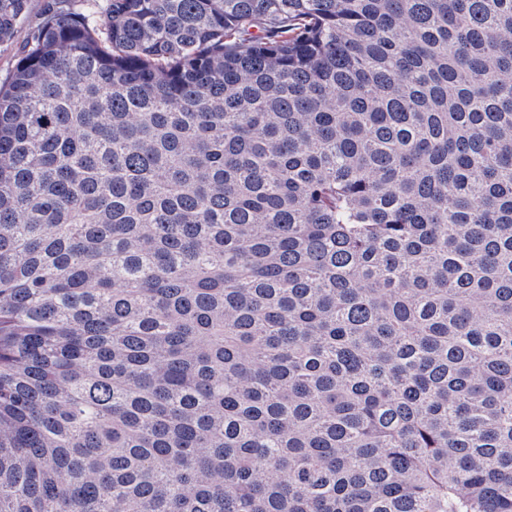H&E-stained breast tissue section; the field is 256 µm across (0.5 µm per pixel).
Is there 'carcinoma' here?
I'll list each match as a JSON object with an SVG mask.
<instances>
[{"mask_svg":"<svg viewBox=\"0 0 512 512\" xmlns=\"http://www.w3.org/2000/svg\"><path fill=\"white\" fill-rule=\"evenodd\" d=\"M0 512H512V0H60L0 85Z\"/></svg>","mask_w":512,"mask_h":512,"instance_id":"1","label":"carcinoma"}]
</instances>
